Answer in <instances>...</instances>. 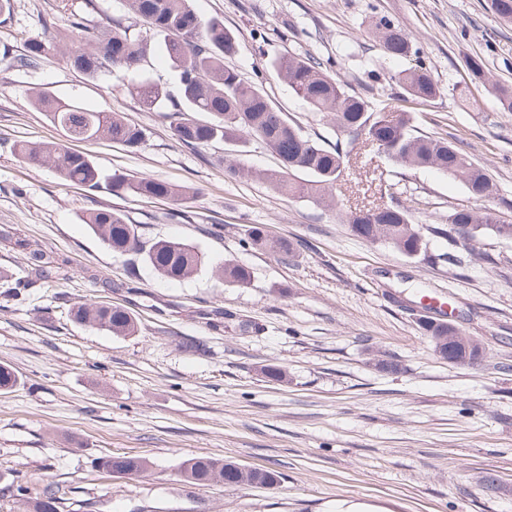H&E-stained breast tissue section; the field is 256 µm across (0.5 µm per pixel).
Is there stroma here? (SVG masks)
Returning a JSON list of instances; mask_svg holds the SVG:
<instances>
[{
  "instance_id": "35a3bbf8",
  "label": "stroma",
  "mask_w": 512,
  "mask_h": 512,
  "mask_svg": "<svg viewBox=\"0 0 512 512\" xmlns=\"http://www.w3.org/2000/svg\"><path fill=\"white\" fill-rule=\"evenodd\" d=\"M488 0H193L205 19L223 20L240 44L228 58L309 137L340 140L359 152L335 193L338 207L273 193L260 174L277 156L250 140L234 155L245 177L224 168L230 146L191 148L170 120L143 108L135 85L148 80L177 93L157 31L127 0H11L0 16V365L18 383L0 391V512H26L13 495L24 485L62 489L59 512H334L337 501L377 503L389 512H512V239L471 242L429 237L435 264L385 243L353 236L359 205L401 204L413 224H443L454 208L480 209L458 181L398 168L363 136L336 135L269 67L270 58L309 53L370 105L400 108L419 132L459 139L495 181L490 200L512 224V112L500 111L482 84L460 98L466 63L482 60L512 88V24ZM120 21L153 51L139 70L91 78L62 60L82 32ZM401 27L411 62L442 92L404 99L393 79L402 61L376 36L380 21ZM58 54L19 67L29 40ZM104 112H120L144 132L135 151L107 140L69 143L35 101L38 93ZM72 144L105 173L150 176L192 187L189 203L115 196L65 185L53 170L22 162L17 141ZM121 211L143 239L186 240L212 261L250 267L251 287L234 288L203 269L181 283L162 280L135 254L113 255L82 222L88 209ZM288 238L293 260L249 248L251 227ZM60 267L46 285L29 273L16 239ZM432 298L453 312L460 332L485 348L458 367L433 353L412 310ZM105 302L131 312L132 336L80 325L68 311ZM192 341L197 351L189 352ZM398 362L397 374L378 360ZM269 366L286 379L267 378ZM133 453L150 467L110 475L97 461ZM210 455L272 469L271 488L197 487L184 460ZM495 490H487V482Z\"/></svg>"
}]
</instances>
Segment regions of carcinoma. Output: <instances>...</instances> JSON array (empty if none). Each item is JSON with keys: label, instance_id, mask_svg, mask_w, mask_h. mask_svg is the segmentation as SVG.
Returning <instances> with one entry per match:
<instances>
[{"label": "carcinoma", "instance_id": "1", "mask_svg": "<svg viewBox=\"0 0 512 512\" xmlns=\"http://www.w3.org/2000/svg\"><path fill=\"white\" fill-rule=\"evenodd\" d=\"M134 14L145 18L165 34L163 50L179 79V97L174 98L163 88L150 82L137 87L143 107L156 111L171 108V130L176 140L188 147L208 145L216 141L237 144L246 138H256L266 144L280 161V169L262 174V179L276 194L305 198L327 207L336 205V181L341 176L340 162H349L350 152L340 143L327 144L312 139L290 122L268 100L263 90L245 81L240 73L224 65V59L235 55L238 42L219 19L204 20L194 11L191 0H129ZM379 41L393 58L410 54L407 36L389 21L378 26ZM51 49L41 39L30 42L21 58L23 66L35 67ZM149 51L147 42L130 36L119 26L86 32L85 46L65 54L66 63L89 77L96 78L114 68L133 69L140 65ZM273 69L313 110L331 116L339 133H361L365 141L377 140L388 148L391 162L401 168L432 169L459 180L478 199L496 184L454 142L439 135L422 134L410 125L408 113L382 115L364 98L349 92L341 80L320 66L312 56H281L273 61ZM403 95L428 100L440 93V87L430 71L414 65L394 74ZM504 112H512V88L487 85ZM49 120L68 129L73 141L110 139L135 150L143 141L142 130L127 123L116 112L87 109L75 103L57 101L41 95ZM189 112H204L210 119L188 118ZM18 154L28 164L49 166L65 184H80L90 191L105 189L114 195L162 198L182 202L194 192L151 178H128L122 175L106 177L88 156L59 145L22 143ZM82 222L115 255L143 252L146 262L161 277L170 281L192 278L209 264L208 256L198 246L177 239H160L149 246L141 245L137 225L129 224L123 214L110 208L89 211ZM352 235L369 242H384L409 258L421 257L430 262L447 259V255L428 252V242L412 224L410 209L403 206L385 207L379 212L361 216L349 215ZM488 232L496 237L512 236V224H501L495 212L454 209L448 214V225L434 226L430 233L454 240L469 234L476 237ZM248 245L269 252L282 260L295 254L293 243L286 239H271L259 227L248 234ZM27 266L37 279L46 283L57 276L55 260L42 249L24 239L16 240ZM224 282L237 288L252 285L253 272L245 265L226 260L213 268ZM70 314L75 322L115 336H132L137 323L132 315L116 306L103 303H83L73 306ZM98 467L112 474H126L131 469L141 472L147 462L137 456L123 461L106 455ZM181 474L191 485L208 486L222 483L229 487H263L279 475L273 470H256L247 476L227 469L224 463L209 456H198L183 463ZM13 495L27 499L33 512H59L61 497L49 484L42 492L30 496L29 489L19 485Z\"/></svg>", "mask_w": 512, "mask_h": 512}]
</instances>
